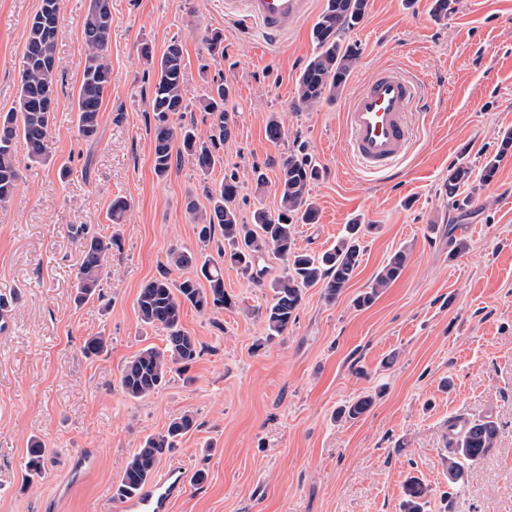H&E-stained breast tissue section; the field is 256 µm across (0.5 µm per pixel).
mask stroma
Wrapping results in <instances>:
<instances>
[{
	"mask_svg": "<svg viewBox=\"0 0 512 512\" xmlns=\"http://www.w3.org/2000/svg\"><path fill=\"white\" fill-rule=\"evenodd\" d=\"M326 0L273 47L224 20V0H112V82L98 134L77 132L76 93L85 54L89 0H61L58 100L51 160L20 158V185L0 207V295L10 318L0 330V512H115L128 457L145 437L193 415L195 428L161 465L204 471L172 512H401L403 485L428 489L426 512H512V0H368L348 41L361 54L341 94L311 108L294 104L296 80L315 52L312 29ZM41 0H0V113L16 100L27 27ZM224 32L210 56L207 30ZM184 51L182 121L201 135L210 117L204 82L233 86L224 163L202 174L181 157L168 175L152 167L153 76L141 56L161 57L170 40ZM401 64L425 100L415 144L391 172L359 170L342 150V113L378 67ZM277 115L282 141L265 127ZM304 150L321 168L310 186L319 210L296 224L299 250L332 249L345 225H376L364 238L352 280L328 299L306 289L295 320L269 337L257 310L272 300L236 268L224 269V310L185 309L184 329L200 355L184 374L145 400L129 398L121 372L140 349L163 347L162 330L143 327L139 290L178 247L219 259L224 237L200 248L189 203L206 206L204 181L238 176L243 221L256 206L277 211L280 164ZM497 158L491 180L487 160ZM467 181L449 186L451 168ZM263 172L264 185L254 174ZM130 205L112 252L104 301L74 302L84 240L79 225L104 234L114 198ZM466 199L462 209L452 198ZM463 252H455L457 243ZM400 277L369 306L356 299L396 251ZM110 338L108 354L86 356L88 337ZM368 396L356 420L340 407ZM493 420L495 448L470 466L461 487L448 481V420ZM47 460L25 477L32 440Z\"/></svg>",
	"mask_w": 512,
	"mask_h": 512,
	"instance_id": "obj_1",
	"label": "stroma"
}]
</instances>
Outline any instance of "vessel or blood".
<instances>
[{
	"label": "vessel or blood",
	"mask_w": 512,
	"mask_h": 512,
	"mask_svg": "<svg viewBox=\"0 0 512 512\" xmlns=\"http://www.w3.org/2000/svg\"><path fill=\"white\" fill-rule=\"evenodd\" d=\"M311 10V0H224L225 18L257 30L267 43L283 41ZM423 98L404 70L382 66L352 94L343 113V148L362 169L388 173L410 152L411 117ZM188 482L179 465L165 467L138 495L121 500L118 512H171Z\"/></svg>",
	"instance_id": "obj_1"
}]
</instances>
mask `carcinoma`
<instances>
[{
  "mask_svg": "<svg viewBox=\"0 0 512 512\" xmlns=\"http://www.w3.org/2000/svg\"><path fill=\"white\" fill-rule=\"evenodd\" d=\"M368 0H327L312 31L316 52L301 71L296 82V103L310 108L340 93L359 57L355 44L344 43V36L364 18ZM60 0H41L30 21L25 51L19 67V89L15 106L0 113V206L7 204L18 189L20 172L17 145L23 144L33 162L47 155V141L55 119L58 83L56 31ZM112 29L110 0H89L82 35L86 47L82 78L77 92V130L90 141L95 138L103 99L111 83L108 44ZM204 43L212 56L224 55V33L207 32ZM155 70L149 109L154 116L153 171L162 178L170 171L173 159L184 154L192 157L206 175L216 165L224 164L219 155L228 137L227 104L232 87L224 79H212L200 101L212 119L210 134L203 137L191 127L174 122V116L187 111L183 94L184 52L181 43L172 40L165 48ZM320 176V168L308 155H288L280 166L277 183L279 209L272 214L262 207L252 212L251 223L240 220L235 200L238 195L236 174L227 175L218 184L203 185L208 206L194 211L199 241L210 242L215 228H220L230 251L224 253L229 264L259 282L267 272L265 258L274 255L286 263L284 273L271 282L273 303L260 312L268 335L280 336L288 330L302 299L304 289L321 286L334 299L351 280L361 259V238L373 224H348L336 246L320 256L295 247L294 226L313 224L317 207L309 195L310 184ZM84 249L75 273L76 301L103 297L105 282L112 276L109 259L119 245L115 233L102 235L84 232ZM168 262L176 268L195 264L194 256L184 250L169 251ZM406 254L394 253L375 277L371 290L357 298V305L374 302L379 291L396 281L405 268ZM208 287L194 278L179 283L163 275L145 283L137 297L141 322L166 331L165 347L149 346L129 360L121 373V387L132 399H145L165 382L173 366L186 370L199 356L198 341L182 325L185 306L198 312L220 311L228 305L224 291V270L206 258L199 267ZM109 338L99 334L88 338L83 351L99 356L108 350ZM371 399L363 398L340 409L338 415L357 419L369 408ZM195 427L192 415L173 419L166 431L147 437L128 459L116 490L120 499L139 492L153 477L161 456L177 447ZM498 427L492 420L478 422L448 420V482L462 481L465 468L496 446ZM46 451L35 443L28 450L26 469L39 475L45 468ZM428 489L415 477L403 487L402 512H425Z\"/></svg>",
  "mask_w": 512,
  "mask_h": 512,
  "instance_id": "1",
  "label": "carcinoma"
}]
</instances>
